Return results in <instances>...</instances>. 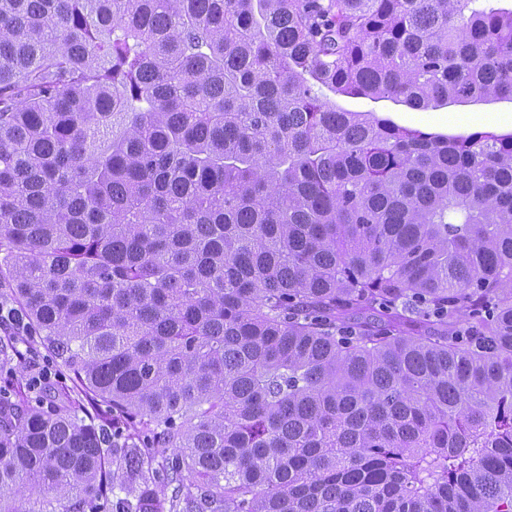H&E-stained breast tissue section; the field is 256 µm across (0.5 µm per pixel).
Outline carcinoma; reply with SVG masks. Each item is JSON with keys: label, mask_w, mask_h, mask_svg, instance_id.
I'll list each match as a JSON object with an SVG mask.
<instances>
[{"label": "carcinoma", "mask_w": 512, "mask_h": 512, "mask_svg": "<svg viewBox=\"0 0 512 512\" xmlns=\"http://www.w3.org/2000/svg\"><path fill=\"white\" fill-rule=\"evenodd\" d=\"M319 88L512 100V10L0 0V283L72 381L0 394V512H512V132ZM324 94L346 110L374 112L379 117L391 119L399 126L444 134L470 133L476 130H492L498 133L512 132V102L510 100L451 104L434 110L422 111L389 99L372 101L362 98L335 97L327 90H324Z\"/></svg>", "instance_id": "cac0c4a2"}]
</instances>
